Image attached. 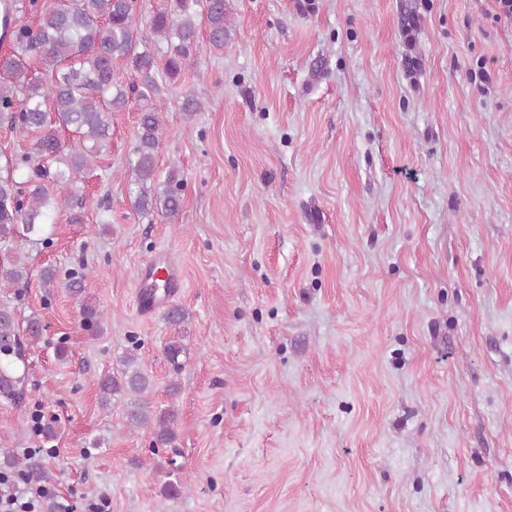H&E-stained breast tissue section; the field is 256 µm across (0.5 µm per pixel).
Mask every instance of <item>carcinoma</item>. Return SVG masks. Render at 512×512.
<instances>
[{
	"label": "carcinoma",
	"instance_id": "cac0c4a2",
	"mask_svg": "<svg viewBox=\"0 0 512 512\" xmlns=\"http://www.w3.org/2000/svg\"><path fill=\"white\" fill-rule=\"evenodd\" d=\"M16 12H32L35 25L17 24L9 43L11 53L0 58V127L11 131L37 133L32 150L5 158L0 174V242L22 235L34 242L46 243V220L53 212L79 202V196L64 193L94 165V160L112 135V113L131 103L140 105L139 134L130 159L138 193L136 209L145 213L159 210L173 217L182 201L183 180L168 173L162 191L151 193L156 153L160 144L162 117L153 105L157 89V53L164 52V74L169 79L190 65L191 50L198 38L197 16L206 17L208 38L215 47L224 46L228 35L224 23L225 0H176L173 12L158 11L143 21L137 0H71L47 4L40 0H10ZM147 23L154 44H140L136 33ZM37 58L49 83L32 74L31 58ZM125 63L140 76V82L122 85L116 79V65ZM78 137L80 148L62 155L59 130ZM64 163L65 168L50 169L46 162ZM28 276L17 260L10 267L0 265V288H21ZM34 343L42 339L44 327L32 317L20 329L14 308L0 300V395L12 398L24 376L18 374L15 361L19 353V332ZM187 347L171 341L165 348L169 362L181 368L179 357ZM152 389L133 354L120 359V368L100 380L105 403L114 396L125 397L127 420L132 427L153 428V447H166L175 440V404L155 409L146 400ZM0 468L21 472L28 482L40 484L50 479L42 456L34 451L24 457L3 450Z\"/></svg>",
	"mask_w": 512,
	"mask_h": 512
}]
</instances>
